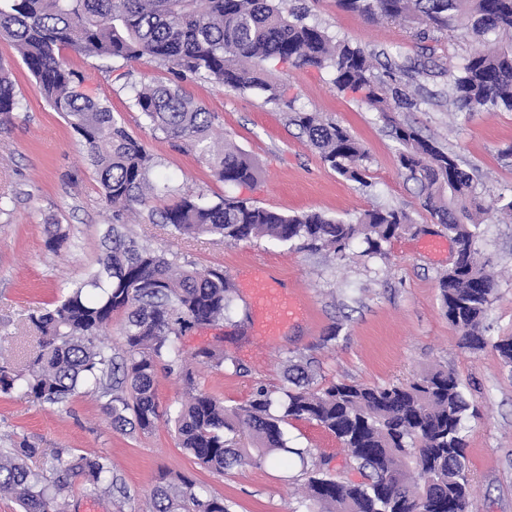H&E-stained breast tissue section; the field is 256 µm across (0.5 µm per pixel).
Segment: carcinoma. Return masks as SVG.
<instances>
[{
    "mask_svg": "<svg viewBox=\"0 0 512 512\" xmlns=\"http://www.w3.org/2000/svg\"><path fill=\"white\" fill-rule=\"evenodd\" d=\"M285 0H0V40L10 42L41 93L79 135L106 200L125 208L142 206L153 189V158L113 116L105 101L75 90L79 75L62 56L126 62L144 57L168 67L176 77L202 74L234 91L259 90L290 112L329 168L350 181L368 184L364 146L346 129L321 121L315 112L294 108L264 64L327 69L339 91L363 90L381 113L413 104L409 90L423 72L416 63L394 64L382 78L373 56L360 45L338 41L307 21ZM341 8L368 19L402 21L415 36L461 32L484 43L448 71L452 102L460 110L495 108L512 112V0H338ZM21 106L9 70L0 64V117ZM134 106L145 123L175 142L195 146L214 176L229 185H251L256 168L235 146L213 147L211 116L176 83L142 84ZM401 145L398 163L419 186L421 207L448 232L457 263L439 280L441 307L471 350L485 347L480 326L491 304L495 281L479 243L485 211L482 187L462 168L456 154L442 149L414 126L392 121ZM158 223L181 235L208 234L226 243L269 237L284 244L328 251L338 257L354 241L365 253L384 258L386 246L412 232L410 214L396 208L364 211L354 221L320 212L284 215L248 199L210 202L184 193L158 211ZM235 291L224 271L182 267L164 254L127 238L112 226V245L86 278L67 288L53 307L32 314L28 329L34 349L17 360L0 355V395L17 383L25 394L64 405L77 394L106 399L105 410L119 430L150 433L159 417L156 371L175 372L184 399L171 418L178 444L209 471L224 470L286 446L283 425L290 419L314 422L334 434L362 481L338 479L315 465L305 480L306 512H471L464 420L470 409L462 384L448 369H432L406 383L365 385L334 382L314 389L311 364L292 362L288 385H258L242 404L200 388L178 342L187 332L214 324L229 311ZM118 310L128 313L123 355L101 339ZM503 366L512 369V336L493 343ZM196 363L221 369L224 352L201 347ZM45 456L22 441L0 449V497L20 512H71L69 492L78 480L95 494L127 495L112 475L109 457L54 454L39 470L26 460ZM148 512H230L224 497L198 489L196 481L164 475L150 493Z\"/></svg>",
    "mask_w": 512,
    "mask_h": 512,
    "instance_id": "carcinoma-1",
    "label": "carcinoma"
}]
</instances>
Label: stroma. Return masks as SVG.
<instances>
[{
  "mask_svg": "<svg viewBox=\"0 0 512 512\" xmlns=\"http://www.w3.org/2000/svg\"><path fill=\"white\" fill-rule=\"evenodd\" d=\"M309 21L372 53L375 64L396 54L425 61L417 82L418 104L395 112L397 121L419 128L455 153L483 186L487 212L480 226L481 251L495 279L492 304L483 321L489 344L460 347V333L444 314L438 279L451 267L453 249L436 253L424 242L448 235L420 205L419 188L398 165L391 128L360 91H338L328 71L278 61L267 68L296 106L318 112L346 128L367 151L366 184L337 174L290 122V114L256 90L232 91L198 75L181 79L183 91L213 115L216 143L231 142L258 167L250 186L219 181L198 150L152 131L133 104L135 86L168 83L173 76L157 61H108L67 52L81 76V93L108 101L118 122L152 155L154 182L167 185L125 219L137 243L165 251L181 265L220 268L235 288L228 318L195 329L178 346L184 357L199 347L220 349L232 360L217 371L198 367L203 389L234 405L246 402L261 384L283 386L291 358L310 359L314 383L346 381L381 385L406 382L435 366L462 382L471 411L465 421L474 512H512V369L492 346L512 336V222L499 212L512 200V112H459L448 102L449 68L473 48L472 38L438 35L414 39L403 23L369 20L342 9L337 0H297ZM0 62L12 69L22 102L11 120L0 121V349L25 350L32 341L24 323L33 311L51 306L63 286L96 266L112 222L98 177L78 135L40 93L14 47L0 41ZM209 200L240 196L284 214L319 211L352 219L376 207L409 212L417 231L392 241L386 258L365 256L353 242L344 257L290 246L267 237L227 244L210 236L185 238L152 223V208L172 203L185 191ZM65 234L58 250L47 240ZM280 288L299 304L301 317L284 327L275 344L258 340L246 284ZM335 341H328L329 332ZM96 395L79 394L67 405L33 401L23 389L0 396V448L25 440L45 452L76 449L110 457L113 473L130 489L99 498V512H140L151 487L164 473H181L224 496L231 512H303L302 463L295 451L325 458L331 474L358 479L346 450L315 424L285 425L289 453L250 460L221 473L202 469L177 445L172 424L160 416L151 433L113 428Z\"/></svg>",
  "mask_w": 512,
  "mask_h": 512,
  "instance_id": "1",
  "label": "stroma"
}]
</instances>
